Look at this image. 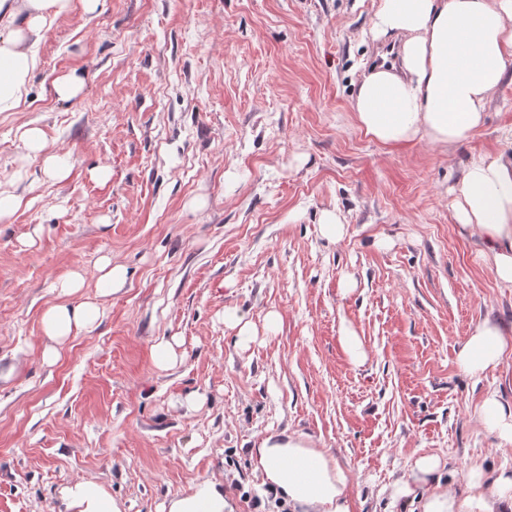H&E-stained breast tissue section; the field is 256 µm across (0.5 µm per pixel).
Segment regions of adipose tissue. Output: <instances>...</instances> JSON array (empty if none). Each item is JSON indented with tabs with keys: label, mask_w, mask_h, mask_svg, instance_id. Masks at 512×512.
<instances>
[{
	"label": "adipose tissue",
	"mask_w": 512,
	"mask_h": 512,
	"mask_svg": "<svg viewBox=\"0 0 512 512\" xmlns=\"http://www.w3.org/2000/svg\"><path fill=\"white\" fill-rule=\"evenodd\" d=\"M73 0H0V113L27 100L39 65L31 46ZM374 38L400 45V64L375 67L357 89L359 126L379 143L399 147L416 141L448 147L481 127L485 107L512 66V0H380ZM453 217L477 237L482 257L502 284L512 285V153L475 158L454 189ZM102 315L93 302L58 303L42 315V331L67 340ZM512 347L498 323L484 319L457 355L472 376L497 369ZM476 421L512 446V407L488 394ZM264 484L296 512H353L348 493L353 476L324 449L300 434L264 439L252 457ZM441 461L425 455L407 479L396 483L392 503L415 502L418 512H512V473L485 481L481 466L470 468L460 490L443 485ZM168 512H232L223 489L206 481L173 499Z\"/></svg>",
	"instance_id": "obj_1"
}]
</instances>
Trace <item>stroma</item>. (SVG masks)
I'll use <instances>...</instances> for the list:
<instances>
[{
	"instance_id": "35a3bbf8",
	"label": "stroma",
	"mask_w": 512,
	"mask_h": 512,
	"mask_svg": "<svg viewBox=\"0 0 512 512\" xmlns=\"http://www.w3.org/2000/svg\"><path fill=\"white\" fill-rule=\"evenodd\" d=\"M379 3L100 0L34 44L27 102L0 114V190L22 198L0 223V512H69L79 481L163 512L207 480L234 512H285L252 466L281 433L354 473V512H408L389 492L424 455L454 488L476 464L512 470L475 421L489 392L512 405V351L479 377L457 365L485 318L512 335V288L451 193L474 158L512 149V68L464 143L384 146L353 112L363 75L400 60L370 34ZM71 71L84 89L58 100ZM32 126L69 154L65 179L25 157ZM326 209L348 226L334 244ZM105 257L127 279L103 296ZM74 272L85 286L62 297ZM64 298L102 316L56 345L41 318Z\"/></svg>"
}]
</instances>
